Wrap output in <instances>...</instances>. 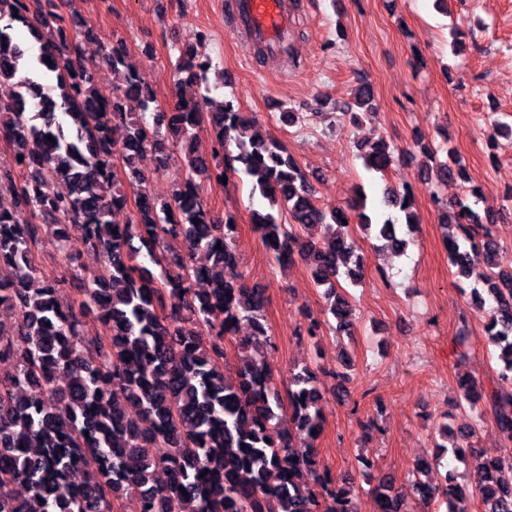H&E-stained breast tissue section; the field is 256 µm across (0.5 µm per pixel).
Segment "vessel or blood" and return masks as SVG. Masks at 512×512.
Returning a JSON list of instances; mask_svg holds the SVG:
<instances>
[{"mask_svg":"<svg viewBox=\"0 0 512 512\" xmlns=\"http://www.w3.org/2000/svg\"><path fill=\"white\" fill-rule=\"evenodd\" d=\"M293 17L289 0H230L224 26L246 45L262 46L271 57L282 59L292 50Z\"/></svg>","mask_w":512,"mask_h":512,"instance_id":"obj_1","label":"vessel or blood"}]
</instances>
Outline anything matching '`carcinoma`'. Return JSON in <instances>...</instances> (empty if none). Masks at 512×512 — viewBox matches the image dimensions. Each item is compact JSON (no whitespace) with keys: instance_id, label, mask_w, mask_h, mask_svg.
<instances>
[{"instance_id":"obj_1","label":"carcinoma","mask_w":512,"mask_h":512,"mask_svg":"<svg viewBox=\"0 0 512 512\" xmlns=\"http://www.w3.org/2000/svg\"><path fill=\"white\" fill-rule=\"evenodd\" d=\"M58 8L56 0H0V20L7 19L0 25V84L24 94L48 83L53 91L36 107L0 98V140L11 148L9 159L0 160V191L13 202L0 208V305L16 313L14 328L0 326V364H13L0 372V512H114L124 488L133 485L140 488L139 512H358L350 487L317 470L312 432L322 430L323 394L313 370L305 365L292 373L282 390L259 343L244 336L240 348L251 354L236 379H226L224 337L235 335L243 321L256 335H267L268 296L243 278L235 216L208 208L200 180L250 179L267 201L252 213V224L270 258L283 264L299 257L308 265L329 301L335 321L329 329L347 337L353 309L336 288L341 275L353 282L360 276L351 215L317 204L304 173L278 142L258 138L255 119L231 110L235 98L180 96L168 112L150 110L153 89L128 64L121 41L104 49L106 68L118 82L112 100L101 99L100 74L80 65L91 26ZM16 23L37 36L41 55L14 40ZM195 57L179 51L178 73L187 81L205 79L212 67L208 58L205 71L195 70ZM131 98L142 111H126ZM373 100L372 85L359 83L354 105L369 116ZM117 127L126 131L120 143L113 138ZM201 127L215 143L207 158L194 151ZM230 140L238 152L229 150ZM172 148L185 156L183 172L161 202L147 191L148 176L136 159L155 152L161 173ZM447 152L448 161L422 165L427 177L465 178L452 149ZM118 157L124 183L114 171ZM363 161L382 173L391 155L376 146ZM130 192L135 214L124 225L113 223ZM482 202L478 187L451 204L435 199L442 217L458 228L446 241L450 264L459 276L484 281L493 302L485 334L497 350V384L485 392L464 377L462 396L471 408L489 411L512 442V271L498 269L488 230L495 215ZM381 204L403 212L407 231L413 230L408 193L389 187ZM353 210L362 230L375 229L392 248L408 245L392 217L373 223L366 199L358 198ZM69 224L83 226L84 244L104 262L100 273L86 278L87 300L77 307L60 299L65 280L45 273L33 257L49 235L68 262L76 260ZM314 226L324 228L317 242L300 234ZM473 252L483 254L484 270L472 268ZM86 317L103 326L92 346L79 333ZM198 325L209 328V344L197 338ZM475 464L481 480L469 490L432 482V463L418 460L417 497L410 502L381 477L376 512H416L440 497L448 512H467L473 496L485 512H512V455L478 456Z\"/></svg>"}]
</instances>
